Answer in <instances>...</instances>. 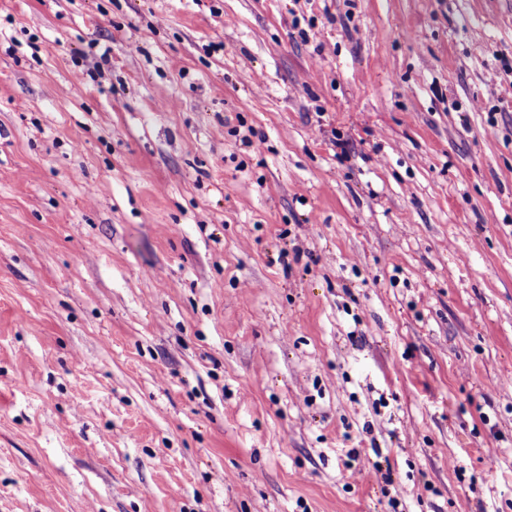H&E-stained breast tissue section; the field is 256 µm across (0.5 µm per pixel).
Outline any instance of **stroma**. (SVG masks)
Here are the masks:
<instances>
[{"instance_id":"1","label":"stroma","mask_w":512,"mask_h":512,"mask_svg":"<svg viewBox=\"0 0 512 512\" xmlns=\"http://www.w3.org/2000/svg\"><path fill=\"white\" fill-rule=\"evenodd\" d=\"M0 512H512V0H0Z\"/></svg>"}]
</instances>
